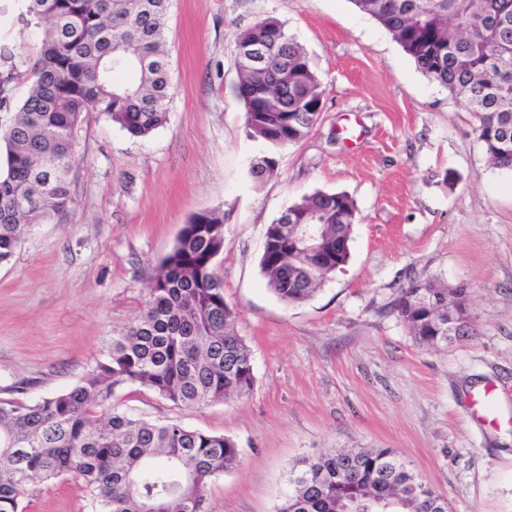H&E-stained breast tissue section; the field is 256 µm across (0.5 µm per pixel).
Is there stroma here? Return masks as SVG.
<instances>
[{
	"instance_id": "obj_1",
	"label": "stroma",
	"mask_w": 512,
	"mask_h": 512,
	"mask_svg": "<svg viewBox=\"0 0 512 512\" xmlns=\"http://www.w3.org/2000/svg\"><path fill=\"white\" fill-rule=\"evenodd\" d=\"M267 16L303 46L323 97L312 131L255 182L234 41ZM167 27L168 122L136 138L87 113L70 210L31 225L0 264V399L85 379L183 225L220 209L217 266L252 353L251 393L189 409L138 385L114 397L131 416L237 443L211 512H276L292 466L347 448L394 449L448 512H512V171L488 162L472 113L351 0H171ZM41 39L21 0H0V58L30 69ZM318 190L356 204L350 257L289 305L259 273L265 229ZM416 280L468 288L474 333L419 346L394 309ZM24 506L89 512L59 480L35 483Z\"/></svg>"
}]
</instances>
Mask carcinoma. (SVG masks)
Wrapping results in <instances>:
<instances>
[{"label":"carcinoma","mask_w":512,"mask_h":512,"mask_svg":"<svg viewBox=\"0 0 512 512\" xmlns=\"http://www.w3.org/2000/svg\"><path fill=\"white\" fill-rule=\"evenodd\" d=\"M36 25H45L31 87L10 100L16 66L0 72V263L18 249L24 228L71 204L69 176L76 163L75 131L88 112L109 116L132 137H147L167 122L170 101L165 19L170 0H24ZM376 19L432 81L474 115V132L490 162L512 170V0H352ZM263 43L258 68L235 53V95L247 136L259 144L248 172L260 181L276 158L316 124L322 95L309 58L280 20L267 17L240 31L235 48ZM135 72L132 83L114 70ZM288 209L336 225L347 244L330 245L331 267L350 256L353 200L318 190ZM259 261L267 288L287 304L309 299L325 279L321 270L296 288L303 258L274 236ZM224 215L196 213L162 259L140 314L108 343L104 360L81 383L30 404L0 399V512H23L31 483L70 480L90 512H208L210 484L231 471L240 450L230 437L159 424L116 408L101 419L96 408L128 385L150 388L176 406L195 408L245 396L254 385L250 350L234 329L216 264L224 252ZM459 310L468 291L414 281L395 309L416 342L446 346L432 311L418 297ZM277 512H339L348 500L389 499L400 512H423L433 490L390 448L334 451L302 461Z\"/></svg>","instance_id":"carcinoma-1"}]
</instances>
